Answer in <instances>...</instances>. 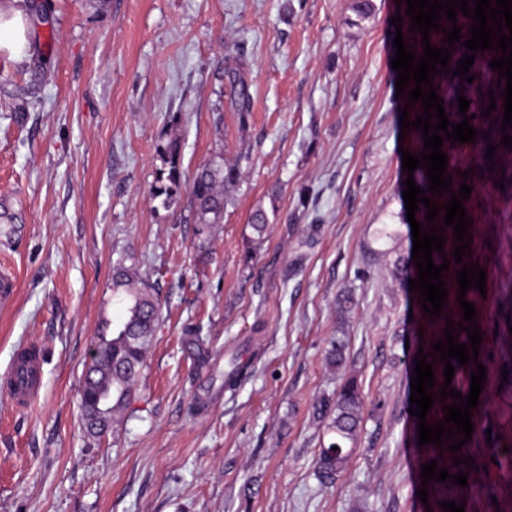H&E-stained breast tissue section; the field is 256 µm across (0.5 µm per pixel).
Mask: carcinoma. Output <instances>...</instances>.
<instances>
[{
    "mask_svg": "<svg viewBox=\"0 0 512 512\" xmlns=\"http://www.w3.org/2000/svg\"><path fill=\"white\" fill-rule=\"evenodd\" d=\"M230 100L232 106L239 112L240 118H245L250 107V94L244 81L232 75L230 78ZM497 113L485 117L476 115L470 120V125L478 130V136L490 133V142L494 143L501 136V123L496 121ZM241 176L238 163H226L219 156L197 169L191 180H186L183 171L175 157V149L169 150L168 168L163 171L161 184L155 187L154 197L161 199V205L166 209L178 210L181 203L182 191L189 192L191 208L196 223L205 226L216 224L224 217V207L230 201L231 192L237 186ZM269 218L262 209L253 213L251 228L257 240H262ZM113 292L123 305L120 316L112 322V334L98 337L95 343L99 351L98 358L93 360L85 369L82 377L79 397L82 420L86 431L95 437L101 436L109 427L117 422L124 412L131 397L137 377L144 366L146 352L156 331L161 316V298L159 291L138 276L135 265H116L112 278ZM346 337L338 336L330 343L326 354L329 368L341 370L346 362ZM441 353L435 357H427L432 364L436 383L430 394H440L444 385V363L440 362ZM455 368L451 387L462 395H469L471 371L477 369L474 362L463 366L457 360H451ZM455 403L447 397L437 398L426 422L430 425L444 420L446 412L443 407ZM320 409L330 415L328 432L331 441L321 448L318 459V477L327 482L340 472L356 444L363 418L364 400L356 380L352 377L343 380L336 396V401H324ZM451 441L443 442L436 447L428 444L420 448L424 462L437 461V468L446 469L450 474L467 473L469 469L448 458ZM472 477H467V486L462 488L451 480L428 483L431 491L432 512H444L439 506L443 501H456L462 504L461 495L469 491Z\"/></svg>",
    "mask_w": 512,
    "mask_h": 512,
    "instance_id": "carcinoma-1",
    "label": "carcinoma"
}]
</instances>
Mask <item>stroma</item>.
I'll list each match as a JSON object with an SVG mask.
<instances>
[{"instance_id":"1","label":"stroma","mask_w":512,"mask_h":512,"mask_svg":"<svg viewBox=\"0 0 512 512\" xmlns=\"http://www.w3.org/2000/svg\"><path fill=\"white\" fill-rule=\"evenodd\" d=\"M25 0L27 61L0 51V376L44 350L28 407L0 389V512H427L408 402L420 315L402 192L408 97L396 0ZM249 85L239 116L229 74ZM175 144L186 176L221 156L239 185L200 229L153 190ZM466 179L487 401L465 512H512V150L449 143ZM275 209L262 242L249 218ZM167 303L114 431L89 436L80 378L118 315V261ZM352 294L349 311L339 303ZM199 329L203 349L189 345ZM348 341L344 373L326 353ZM243 372L224 385L231 363ZM364 399L344 469L320 482L319 411L343 376Z\"/></svg>"}]
</instances>
